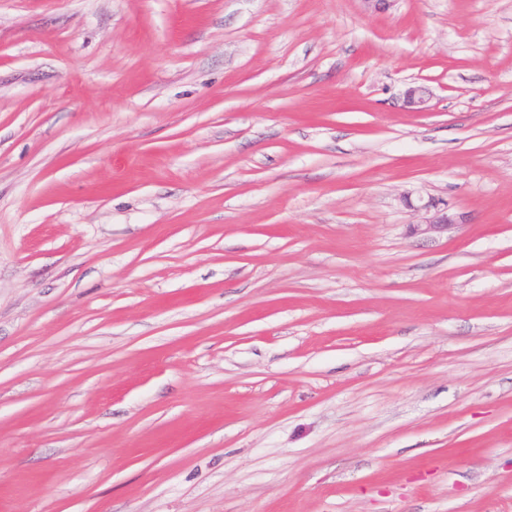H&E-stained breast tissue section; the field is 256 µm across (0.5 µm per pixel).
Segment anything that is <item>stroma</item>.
<instances>
[{
    "label": "stroma",
    "mask_w": 512,
    "mask_h": 512,
    "mask_svg": "<svg viewBox=\"0 0 512 512\" xmlns=\"http://www.w3.org/2000/svg\"><path fill=\"white\" fill-rule=\"evenodd\" d=\"M0 512H512V0H0ZM424 211L420 224H412L416 233L423 235L448 233V229L456 224H463L462 216L450 212L447 204L443 208L439 204L427 203L419 208Z\"/></svg>",
    "instance_id": "1"
}]
</instances>
